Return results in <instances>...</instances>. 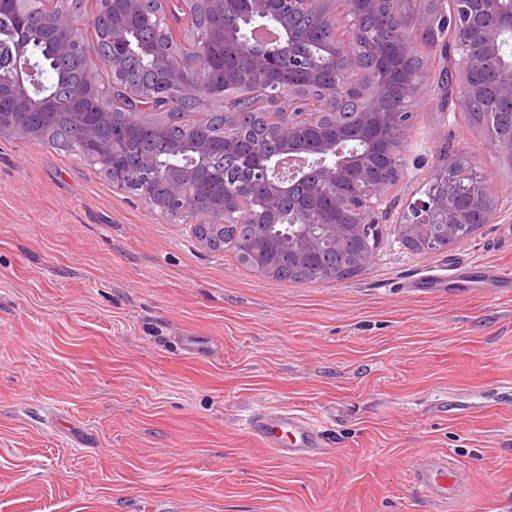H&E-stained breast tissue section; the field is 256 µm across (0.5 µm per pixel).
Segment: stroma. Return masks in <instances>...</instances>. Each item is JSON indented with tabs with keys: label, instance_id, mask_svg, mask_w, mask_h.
<instances>
[{
	"label": "stroma",
	"instance_id": "stroma-1",
	"mask_svg": "<svg viewBox=\"0 0 512 512\" xmlns=\"http://www.w3.org/2000/svg\"><path fill=\"white\" fill-rule=\"evenodd\" d=\"M423 56L404 178L349 280L266 278L79 156L0 138V512H512V295L409 287L453 262L512 273V172ZM447 154L496 216L412 251L397 220ZM331 406L328 450L304 462L242 428ZM426 458L459 469L455 502L416 490Z\"/></svg>",
	"mask_w": 512,
	"mask_h": 512
}]
</instances>
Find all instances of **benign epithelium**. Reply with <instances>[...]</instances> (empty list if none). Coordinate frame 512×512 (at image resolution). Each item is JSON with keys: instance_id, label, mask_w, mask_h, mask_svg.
<instances>
[{"instance_id": "1", "label": "benign epithelium", "mask_w": 512, "mask_h": 512, "mask_svg": "<svg viewBox=\"0 0 512 512\" xmlns=\"http://www.w3.org/2000/svg\"><path fill=\"white\" fill-rule=\"evenodd\" d=\"M182 11L191 14L192 9L209 12H227L233 8L243 20L256 21L252 29V39L246 40L238 34L225 36L224 51L229 55L251 52L252 74L246 79L251 95L264 107L265 120L274 129L279 145V155L299 154L296 165L285 174L276 158L270 157L254 169V179L264 192L263 212L268 224H297L301 230L296 236H285L283 248L295 240L299 244L296 254L304 257L316 252L324 245L336 244V240H345L353 235L366 236L369 226L383 223V216L388 212V198L393 186L379 184L371 180L367 153L353 152L350 156L336 158V144L332 140H305L302 131L315 126L326 112H339V107L348 99L367 95V105L360 111L352 113L341 123L346 133L357 137L370 123V117L377 115L373 133L386 136L395 127L408 131L413 124L416 112L426 106V99L421 94L422 74H411L399 89V96L404 106L388 109L385 103L390 98L392 86L390 66L385 51L378 39L361 29V19L367 15H377L383 10L385 0H177ZM42 16L47 22L63 32V38L56 44L57 53L69 56L80 48L79 33L82 17L65 9H59V0H41ZM471 12L460 15L448 14L447 0H439L443 18L450 19L452 29H467L482 26L483 42L480 49L465 58L466 67L478 72L489 65L512 70V53L503 50L506 39H512V0H472ZM298 14L312 18L319 24L335 27L338 21L345 22L350 30L345 39L336 40V44L326 49L327 58L315 62L303 51H290L283 56L272 50H263L257 46V34L267 30L261 23L265 18L274 19L279 30L290 29V19ZM422 42L412 36H401L396 42L395 55L408 59L420 55ZM153 53L152 71L162 84L178 83L179 88L193 96L213 98L207 81L199 77L200 71L208 67V59L197 56L192 64L186 66L170 46L156 45L149 48ZM28 49L20 47L15 53V64L0 67V87L12 89L15 105L26 109L34 103H42L32 91L35 69L27 56ZM369 56L378 63V68L354 74L353 64L362 56ZM272 69L286 70L290 73L305 75V85L313 87L321 82L320 71L329 69L335 73V81L318 96L308 99V111L295 119L291 118L294 110L302 102L297 97L300 88L294 85L288 91L272 93L264 82V75ZM112 110L106 108L94 114L93 119L84 124L80 132L82 155L90 157L101 165L105 171L115 169L113 161L121 151L120 145L103 137L106 128L112 126ZM11 136L40 142V131L13 125L0 120V137ZM197 158L183 166L163 173L157 172V158L145 156L141 165L153 172L141 185V193L152 207L167 211L176 205L186 209L192 216L197 215L195 194L192 188L198 185L209 172L208 148L199 144L196 148ZM355 179L363 187V193L353 199L341 198L338 187L346 179ZM313 181L329 191L330 205L342 210L352 211L356 215L353 222L342 221L327 225L326 235L312 239L305 233L306 224L310 223L307 213L297 209L287 215L283 214L282 199L288 191L303 181ZM401 224L434 225L440 232L448 233V225L461 223L459 214L448 209L447 199L428 191H419V196L410 199L400 216Z\"/></svg>"}]
</instances>
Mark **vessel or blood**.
Here are the masks:
<instances>
[{"instance_id": "b4317fda", "label": "vessel or blood", "mask_w": 512, "mask_h": 512, "mask_svg": "<svg viewBox=\"0 0 512 512\" xmlns=\"http://www.w3.org/2000/svg\"><path fill=\"white\" fill-rule=\"evenodd\" d=\"M459 278L477 287L512 291V275L479 266L458 268ZM335 413L313 418L294 410L257 409L243 421V426L259 446L271 450L285 461H304L321 454L326 448L325 427L334 423ZM415 480L424 495L438 503L455 497L458 473L447 460L437 459L421 465Z\"/></svg>"}]
</instances>
